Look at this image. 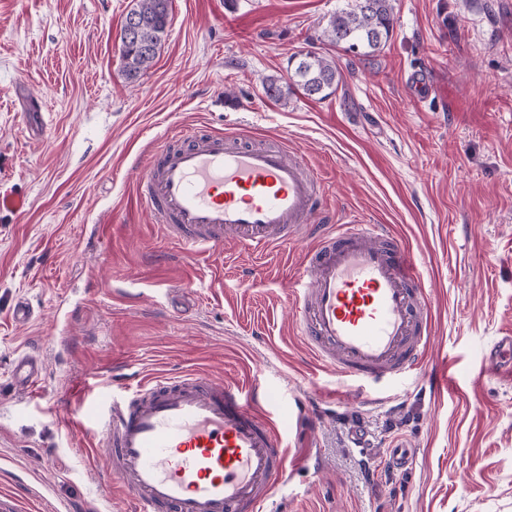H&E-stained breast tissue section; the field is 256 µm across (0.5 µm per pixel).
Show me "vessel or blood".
<instances>
[{
	"instance_id": "obj_1",
	"label": "vessel or blood",
	"mask_w": 512,
	"mask_h": 512,
	"mask_svg": "<svg viewBox=\"0 0 512 512\" xmlns=\"http://www.w3.org/2000/svg\"><path fill=\"white\" fill-rule=\"evenodd\" d=\"M405 82L414 105L432 99L427 69ZM137 187L163 235L190 256H222L228 235L257 254L310 237L291 318L338 379L385 388L420 369L431 330L414 261L386 225L321 223L325 186L287 140L258 146L182 131L153 149ZM11 376L35 397L44 367L23 355ZM74 407L83 415L75 436L95 427L107 471L135 512H263L288 471L272 419L221 380L185 373L128 394L80 393Z\"/></svg>"
}]
</instances>
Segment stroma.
I'll list each match as a JSON object with an SVG mask.
<instances>
[{
  "label": "stroma",
  "instance_id": "35a3bbf8",
  "mask_svg": "<svg viewBox=\"0 0 512 512\" xmlns=\"http://www.w3.org/2000/svg\"><path fill=\"white\" fill-rule=\"evenodd\" d=\"M347 0H171L168 36L139 79L118 35L131 0H0V500L10 512H130L96 435L75 444L71 395L200 371L279 392L270 415L289 451L280 512H512V375L487 351L512 336V0H393L371 63L320 39ZM336 57L330 98L290 88L288 59ZM430 63L436 93L402 81ZM42 102L37 130L21 117ZM185 129L287 139L330 188L325 221L387 225L418 264L432 344L420 370L376 404L319 368L291 324L285 286L313 246L189 258L139 204L151 149ZM224 278L223 289L210 285ZM179 290L166 294L168 285ZM36 317L12 319L17 299ZM45 366L42 397L14 386L21 353ZM453 383L433 392L429 377ZM303 395L326 413L295 424ZM393 441L404 470L367 473ZM428 73L427 68L413 69L404 76L412 96L410 100L416 106H423L433 98L434 89Z\"/></svg>",
  "mask_w": 512,
  "mask_h": 512
}]
</instances>
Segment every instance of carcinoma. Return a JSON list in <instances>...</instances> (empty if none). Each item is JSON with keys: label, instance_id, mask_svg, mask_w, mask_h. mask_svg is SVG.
Returning a JSON list of instances; mask_svg holds the SVG:
<instances>
[{"label": "carcinoma", "instance_id": "1", "mask_svg": "<svg viewBox=\"0 0 512 512\" xmlns=\"http://www.w3.org/2000/svg\"><path fill=\"white\" fill-rule=\"evenodd\" d=\"M170 0H132L120 29V57L129 80L153 67L168 36ZM393 0H353L331 15L321 38L352 52L360 60L373 58L393 31ZM133 37H128L130 28ZM292 84L308 97L334 94L343 74L336 59L308 50L288 62Z\"/></svg>", "mask_w": 512, "mask_h": 512}]
</instances>
